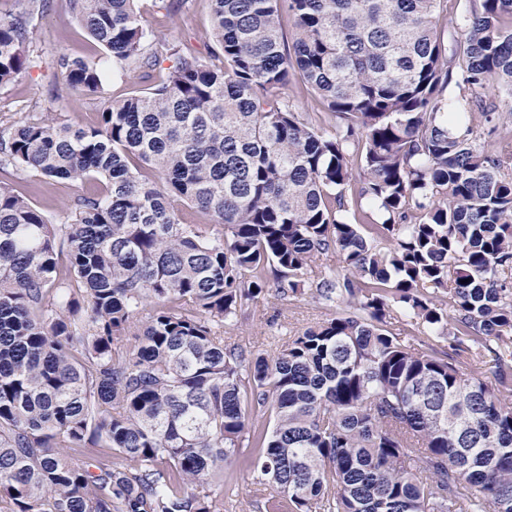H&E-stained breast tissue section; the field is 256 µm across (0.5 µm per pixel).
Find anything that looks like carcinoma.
<instances>
[{
  "mask_svg": "<svg viewBox=\"0 0 512 512\" xmlns=\"http://www.w3.org/2000/svg\"><path fill=\"white\" fill-rule=\"evenodd\" d=\"M135 2L70 0L148 80ZM443 3L211 0L221 65L168 46L93 126L0 127V172L102 185L56 224L0 181V512H224L243 448L270 512H512V137L462 122L512 124L486 101H512V0H478L451 52ZM46 7L0 20V86ZM271 287L346 311L267 355L226 342ZM397 307L448 350L393 333ZM285 92L295 104L297 112H326L321 108L317 96L301 85L292 83Z\"/></svg>",
  "mask_w": 512,
  "mask_h": 512,
  "instance_id": "carcinoma-1",
  "label": "carcinoma"
}]
</instances>
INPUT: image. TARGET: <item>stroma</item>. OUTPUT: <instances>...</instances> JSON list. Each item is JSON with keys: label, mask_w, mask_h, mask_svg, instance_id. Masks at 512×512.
<instances>
[{"label": "stroma", "mask_w": 512, "mask_h": 512, "mask_svg": "<svg viewBox=\"0 0 512 512\" xmlns=\"http://www.w3.org/2000/svg\"><path fill=\"white\" fill-rule=\"evenodd\" d=\"M137 11L145 28L182 53L207 58L210 31L209 0H137ZM32 62L21 79L0 87V125L53 117L82 125L95 124L102 102L130 97L145 85L131 72H110L94 96L67 88L52 62L59 55L105 59V49L87 34L70 7L69 0H49L44 13L34 21ZM14 188L30 196L54 222L63 223L73 198L94 191V182L41 181L29 172L11 175ZM332 313L331 308L301 297L285 303L274 293H266L245 305L229 334L233 341L252 353L274 350L283 330L301 331ZM224 480L235 488L229 512H266L267 487L257 484L249 469L246 454H239L224 468Z\"/></svg>", "instance_id": "obj_1"}]
</instances>
